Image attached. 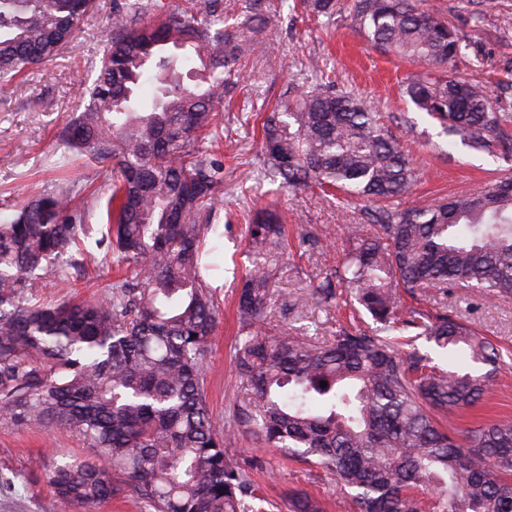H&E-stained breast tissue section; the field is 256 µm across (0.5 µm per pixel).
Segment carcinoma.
<instances>
[{"label": "carcinoma", "instance_id": "1", "mask_svg": "<svg viewBox=\"0 0 512 512\" xmlns=\"http://www.w3.org/2000/svg\"><path fill=\"white\" fill-rule=\"evenodd\" d=\"M244 21L224 24V0H117L94 72L80 76L83 109L59 132L64 148L52 189L0 222V420L66 431L83 454L52 464L48 482L63 509L90 512L129 493L153 512H264L249 471L224 437L249 434L336 477L358 512H512V421L450 432L436 416L476 405L493 384V346L460 320L412 308L400 291L455 288L512 297V177L460 197L403 206L420 179L381 116L322 79L308 91L282 87L256 113L263 177L291 189L371 204L374 230L349 224L345 260L317 285L319 306L349 291L376 324L342 329L329 344L271 339L258 325L269 284L288 248L281 215L255 211L250 267L238 288L245 333L236 365L246 391L224 431L205 397L209 344L219 307L203 246L217 232L207 202L224 183L217 120L248 88L244 64L257 39L267 48L280 14L240 0ZM94 0H0V82L55 59ZM315 18L344 17L380 52L417 65L403 90L416 110L476 151L512 153V113L488 86L449 76L462 55L458 26L426 0H301ZM151 70L156 93L139 104ZM112 161L107 197L76 204L64 175L72 154ZM106 221L96 245L117 270L103 302L46 303L49 276L68 278L63 258L83 254L89 221ZM402 324L439 351L469 356L466 373L428 355L399 353L387 333ZM327 387H322L321 382ZM292 512H323L307 493Z\"/></svg>", "mask_w": 512, "mask_h": 512}]
</instances>
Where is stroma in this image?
Masks as SVG:
<instances>
[{"label":"stroma","instance_id":"obj_1","mask_svg":"<svg viewBox=\"0 0 512 512\" xmlns=\"http://www.w3.org/2000/svg\"><path fill=\"white\" fill-rule=\"evenodd\" d=\"M431 2L447 16L466 19L459 30L465 51L452 64V71L493 87L505 80L512 84V0ZM112 3L95 0L78 36L55 61L0 83V219L10 215L18 201L51 187L55 162L62 152L58 132L79 111L75 76L91 70L98 60ZM297 3L269 0L271 8L285 17L277 36L279 47L271 52L264 43H257L250 95L236 99L232 111L223 115L224 184L211 202L223 232L211 242L212 286L220 305V326L212 339L206 391L212 418L219 427L231 418L234 404L245 397L235 366L239 337L237 291L232 283L245 273L247 225L255 209L278 207L288 233V258L270 282L271 303L262 321L263 330L274 336L325 342L339 327L368 330L373 326L363 309L344 305L329 310L310 298L312 288L344 258L345 226L364 223L362 204L331 201L316 189L289 191L258 179L254 167L261 142L253 124L246 122V113L258 112L263 101L285 83L309 84L316 70L322 69L335 76L337 89L355 94L384 113L390 131L406 146L420 170L416 190L420 200L465 194L489 179L512 176V155L449 146L439 124L405 103L401 85L413 71L412 63L381 55L339 20L306 17ZM97 257V264L71 270L68 284L47 285L44 299L104 298L115 271L110 252L98 250ZM405 302L433 315L448 314L468 321L500 354V367L482 402L447 418V426L473 429L497 419H512V299L472 300L428 288L417 290ZM224 446L238 459L253 462V478L273 504V512H288L289 499L297 491L318 499L326 512H357L351 494L341 490L334 477L290 459L280 449L254 443L243 435L226 439ZM81 452L79 441L68 433L0 424V477L13 482L10 491H0V512H63L48 484L46 469L37 461L68 459Z\"/></svg>","mask_w":512,"mask_h":512}]
</instances>
